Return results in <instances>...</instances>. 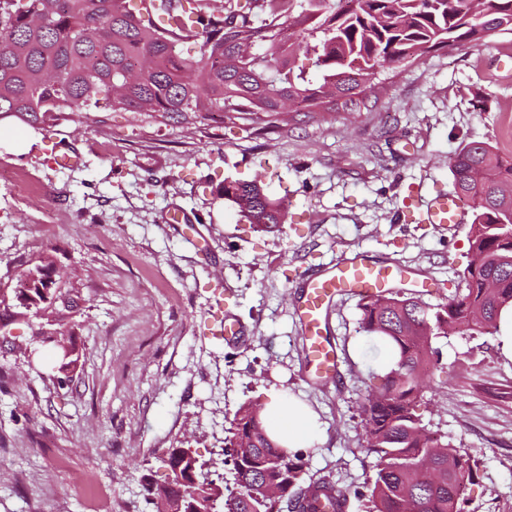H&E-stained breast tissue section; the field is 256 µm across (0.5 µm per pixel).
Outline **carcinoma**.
Listing matches in <instances>:
<instances>
[{"mask_svg":"<svg viewBox=\"0 0 512 512\" xmlns=\"http://www.w3.org/2000/svg\"><path fill=\"white\" fill-rule=\"evenodd\" d=\"M162 27L132 12L130 0H0V121L56 122L107 100L114 111L224 113L238 107L278 120L287 98L308 112L359 111L376 76L421 60L448 43L484 45L512 34V0H487L483 21L474 0H255L265 15L209 10L200 0L189 20L184 0H159ZM200 43L182 57L178 43ZM264 47L244 57L240 45ZM319 78H308L301 58ZM456 192L471 204L465 288L430 305L401 290L361 298V330L392 355L382 384L359 406L367 448L375 454L365 483L369 512H465L477 463L428 432L415 412L424 377L435 366L433 339L448 327L494 334L512 308V157L487 142H471L451 161ZM239 192L232 205L257 228L284 223L286 206L255 181L226 180ZM249 448L236 447L240 437ZM235 490L210 504L216 487L184 486L196 512H319L321 497L345 512L350 490L327 480L300 486L299 455L285 454L266 434L260 405L237 412L224 438Z\"/></svg>","mask_w":512,"mask_h":512,"instance_id":"carcinoma-1","label":"carcinoma"}]
</instances>
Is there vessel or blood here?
Instances as JSON below:
<instances>
[{
    "label": "vessel or blood",
    "mask_w": 512,
    "mask_h": 512,
    "mask_svg": "<svg viewBox=\"0 0 512 512\" xmlns=\"http://www.w3.org/2000/svg\"><path fill=\"white\" fill-rule=\"evenodd\" d=\"M417 203L421 223L434 224L448 230L466 220L464 204L454 194L421 195L418 196ZM403 275L401 266H382L363 254L344 253L307 280L296 313L307 342L311 373L327 377L333 375L337 369L336 353L327 347L323 338L326 306L330 299L345 288L359 296L371 295Z\"/></svg>",
    "instance_id": "1"
}]
</instances>
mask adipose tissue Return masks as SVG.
I'll list each match as a JSON object with an SVG mask.
<instances>
[{"mask_svg":"<svg viewBox=\"0 0 512 512\" xmlns=\"http://www.w3.org/2000/svg\"><path fill=\"white\" fill-rule=\"evenodd\" d=\"M260 416L271 440L289 451L315 447L320 439L317 414L294 396L272 393Z\"/></svg>","mask_w":512,"mask_h":512,"instance_id":"obj_1","label":"adipose tissue"}]
</instances>
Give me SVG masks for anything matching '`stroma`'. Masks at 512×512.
Listing matches in <instances>:
<instances>
[{
  "label": "stroma",
  "instance_id": "1",
  "mask_svg": "<svg viewBox=\"0 0 512 512\" xmlns=\"http://www.w3.org/2000/svg\"><path fill=\"white\" fill-rule=\"evenodd\" d=\"M512 34L457 45L383 72L358 112H294L287 122L221 114L162 120L108 106L51 126L19 120L31 146L0 147V289L49 255L74 301L62 326L79 348L70 380L34 336L43 319L0 336V512H155L162 459L194 449L213 463L239 408L282 390L318 414L322 440L302 476L352 490L372 474L359 405L384 349L360 329L359 299L337 296L325 340L338 374L312 380L295 308L310 273L342 252L407 271L396 287L435 305L468 262V229L417 224L416 191L454 190L450 160L483 141L512 153ZM81 161L60 166L59 155ZM257 181L287 207L257 231L224 200L225 181ZM184 222H172L174 211ZM237 316L244 343L225 344ZM437 364L419 413L427 430L478 463L466 512H512V361L491 335L434 341Z\"/></svg>",
  "mask_w": 512,
  "mask_h": 512
}]
</instances>
